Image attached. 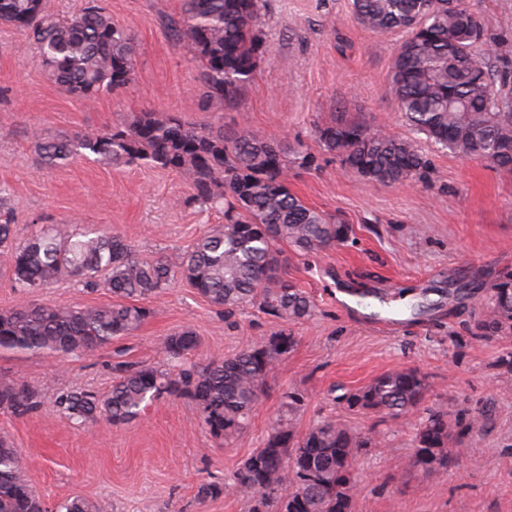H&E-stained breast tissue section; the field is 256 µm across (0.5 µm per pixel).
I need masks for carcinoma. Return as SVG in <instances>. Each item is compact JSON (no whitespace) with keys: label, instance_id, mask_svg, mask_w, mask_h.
<instances>
[{"label":"carcinoma","instance_id":"obj_1","mask_svg":"<svg viewBox=\"0 0 512 512\" xmlns=\"http://www.w3.org/2000/svg\"><path fill=\"white\" fill-rule=\"evenodd\" d=\"M262 0H182L163 23L171 40L189 48L202 69L201 101L231 103L254 78L268 51ZM357 20L378 34L402 38L392 85L408 124L441 149L512 172V40L491 37L465 0H353ZM0 24L19 29L39 53L48 76L66 92L92 103L132 80V38L99 4L73 17L51 12L45 0H0ZM342 107L317 127L323 150L366 182L390 186L425 172L427 160L411 140L391 136ZM46 167L75 156L112 164H152L179 172L192 199L218 208L224 225L185 252L154 262L135 257L127 238L75 225L42 224L24 239L10 211L0 221V248L11 254V279L21 291L42 290L67 278L84 293L104 288L119 302L52 307L28 301L0 312V351L77 357L137 331L151 310L136 304L161 294L177 276L226 317L250 307L284 324L313 315L311 298L285 278L279 246L300 253L346 243L349 225L309 206L288 188V143L248 126L197 125L177 112L145 110L130 122L72 137L40 139ZM473 336L489 341L512 334V277L482 298ZM296 344L286 328L255 339L247 349L204 366L187 362L198 345L189 329L158 345L161 362L111 365L104 395L69 390L53 411L75 425L127 424L164 396L191 402L210 435L229 442L247 427L270 372ZM432 386L415 368L386 372L343 395L347 409L403 421L424 413L409 466L434 473L448 468L481 431L486 415L460 409L454 416L424 406ZM287 396L263 447L234 476L249 512H352L358 459L369 437L343 421L325 420L300 435ZM42 393L26 381L0 377V411L15 417L41 412ZM23 454L0 437V512H49L27 475ZM56 512H97L73 496Z\"/></svg>","mask_w":512,"mask_h":512}]
</instances>
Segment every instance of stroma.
<instances>
[{
    "label": "stroma",
    "instance_id": "obj_1",
    "mask_svg": "<svg viewBox=\"0 0 512 512\" xmlns=\"http://www.w3.org/2000/svg\"><path fill=\"white\" fill-rule=\"evenodd\" d=\"M101 4L134 41V71L126 89L92 103L51 82L26 37L0 26V188L20 235L37 223L92 225L125 235L138 259L152 261L222 225L223 213L192 201L186 180L171 170L84 156L47 168L39 159L36 138L105 130L155 110L196 124H246L311 154L313 166L292 168L288 186L309 207L350 224L352 240L308 255L284 246L288 278L313 297L315 312L292 324L294 349L269 374L247 429L228 443L214 439L183 399L162 398L141 418L109 428L51 415L56 390L107 393L111 363L157 362L170 333L193 330L199 343L188 360L204 365L280 330L255 308L224 318L182 278L148 299L149 319L114 346L66 360L0 352V376H22L44 391L41 413H0V435L27 457L34 490L50 505L80 495L100 512H248L232 476L262 447L285 394L296 392L303 397L294 412L298 432L336 418L373 442L356 464L353 512H512V335L474 339V301L448 298L461 283L485 296L512 273V172L414 133L392 90L401 37L363 27L350 0H266L270 50L253 81L233 103L206 106L198 63L162 25L180 0ZM348 100L390 135L414 140L429 161L425 175L374 186L323 152L315 127ZM364 292L387 298L396 318L373 317L358 303ZM27 299L69 307L108 303L112 295L85 294L63 280ZM417 300L425 308L407 311ZM409 367L427 376L437 407L487 411L459 464L437 474L408 465L416 419L397 424L352 413L340 399L383 372ZM212 481L225 485L224 494L199 502L200 484Z\"/></svg>",
    "mask_w": 512,
    "mask_h": 512
}]
</instances>
